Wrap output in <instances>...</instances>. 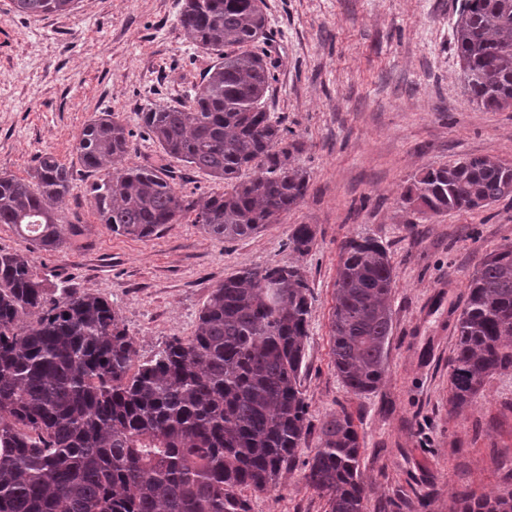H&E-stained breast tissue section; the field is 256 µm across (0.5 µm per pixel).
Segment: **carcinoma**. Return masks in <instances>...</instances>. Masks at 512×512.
Instances as JSON below:
<instances>
[{
    "mask_svg": "<svg viewBox=\"0 0 512 512\" xmlns=\"http://www.w3.org/2000/svg\"><path fill=\"white\" fill-rule=\"evenodd\" d=\"M26 14L66 11L75 0H15ZM263 0H185L180 23L217 56L186 108L150 107L141 120L165 155L222 180L258 173L231 191L187 200L154 170L125 164L126 127L103 112L78 137L101 223L145 238L192 223L233 239L296 207L309 177L284 159L297 150L265 108L272 74L259 52ZM465 89L486 110L512 107V0H462L453 28ZM35 182L0 175V224L49 250L65 226L48 201L72 175L44 155ZM512 196V166L487 155L431 169L404 200L425 213L487 207ZM314 233L294 228L288 247L310 250ZM280 285L275 296L266 284ZM395 268L372 238L340 250L329 336L336 374L356 395L377 390L388 366ZM312 296L295 266L251 267L224 279L193 335L135 363L119 313L100 296L61 288L48 297L27 255L0 252V512H251L245 488L263 493L300 468L328 512H365L359 435L344 412L321 426V448L299 460L309 428L299 374ZM448 362V406L462 409L495 374L512 372V243L485 255L458 317ZM454 512H512V491Z\"/></svg>",
    "mask_w": 512,
    "mask_h": 512,
    "instance_id": "carcinoma-1",
    "label": "carcinoma"
}]
</instances>
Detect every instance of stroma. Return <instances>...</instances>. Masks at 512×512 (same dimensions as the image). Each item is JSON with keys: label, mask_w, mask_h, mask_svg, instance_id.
Wrapping results in <instances>:
<instances>
[{"label": "stroma", "mask_w": 512, "mask_h": 512, "mask_svg": "<svg viewBox=\"0 0 512 512\" xmlns=\"http://www.w3.org/2000/svg\"><path fill=\"white\" fill-rule=\"evenodd\" d=\"M461 0H265L263 49L274 80L265 106L297 149L289 165L309 175L301 203L258 232L230 241L182 220L136 238L100 223L76 143L85 124L114 114L132 134L128 161L161 170L192 199L230 190V181L163 153L140 114L181 106L216 64L193 45L184 0H77L69 11L29 15L0 0V173L31 180L41 156L69 168L71 189L55 210L78 235L44 250L0 224V250L20 251L56 296L60 287L103 297L146 361L191 336L225 277L243 268L300 266L312 314L301 390L310 427L301 457L321 445L320 426L346 412L361 443L370 490L366 512H450L456 492L495 496L512 471V373L491 377L472 405L448 408V362L468 283L486 253L512 243V196L476 210L423 214L406 188L431 168L489 155L512 165V108L488 111L465 90L453 46ZM300 224L306 254L288 238ZM369 236L395 266L387 372L370 394L336 374L329 318L340 245ZM251 512H327L301 471L275 489L249 493Z\"/></svg>", "instance_id": "obj_1"}]
</instances>
